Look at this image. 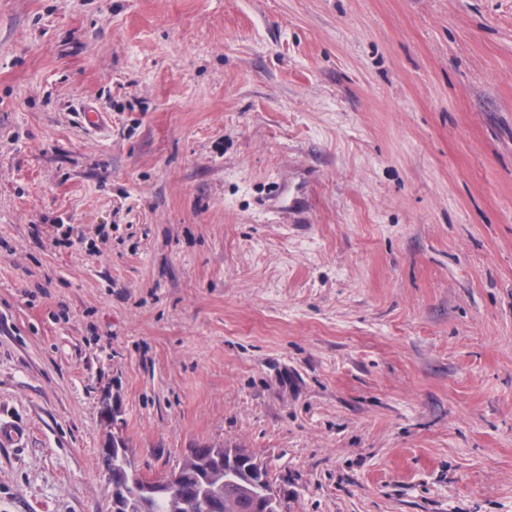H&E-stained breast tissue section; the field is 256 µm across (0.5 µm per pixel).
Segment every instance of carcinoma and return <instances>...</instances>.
<instances>
[{"label":"carcinoma","instance_id":"1","mask_svg":"<svg viewBox=\"0 0 512 512\" xmlns=\"http://www.w3.org/2000/svg\"><path fill=\"white\" fill-rule=\"evenodd\" d=\"M214 467L204 473L193 468V462L182 459L184 487L190 496L177 498L167 491L137 503L135 512H203L201 503L210 499L224 501V512H258L260 502H268L271 510L280 500L267 466L254 453L240 444H212L207 449Z\"/></svg>","mask_w":512,"mask_h":512}]
</instances>
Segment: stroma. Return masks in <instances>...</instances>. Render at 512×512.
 <instances>
[{
  "label": "stroma",
  "instance_id": "35a3bbf8",
  "mask_svg": "<svg viewBox=\"0 0 512 512\" xmlns=\"http://www.w3.org/2000/svg\"><path fill=\"white\" fill-rule=\"evenodd\" d=\"M106 399L149 476L512 512V0H0V512H110Z\"/></svg>",
  "mask_w": 512,
  "mask_h": 512
}]
</instances>
